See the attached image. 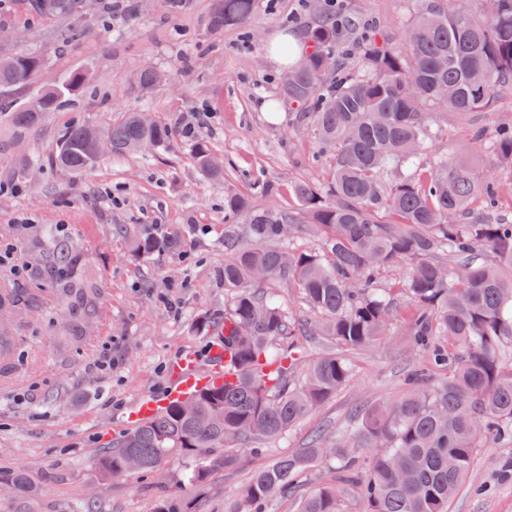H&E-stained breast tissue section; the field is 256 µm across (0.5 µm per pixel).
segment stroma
Instances as JSON below:
<instances>
[{
    "mask_svg": "<svg viewBox=\"0 0 512 512\" xmlns=\"http://www.w3.org/2000/svg\"><path fill=\"white\" fill-rule=\"evenodd\" d=\"M136 10L88 14L81 34L60 43L53 20L0 9L22 34L17 47L43 55L46 81L85 73L69 104L46 113L28 130L0 121V243L13 244L21 269L0 265V288L25 296L7 313L13 367L0 371V479L25 471L39 494L38 512H156L159 501L179 496L189 512H224L252 473L268 459L306 447L320 427L347 425L360 406L400 395L412 338L403 316L385 335L350 355L349 384L292 431L270 442L266 455L240 450L237 468L214 475L199 490L184 486L190 458L170 455L153 473L103 477L97 458L122 433L126 410L144 393L161 389L172 361L204 355L210 337L196 329L202 315L223 317L231 295L224 286V193L251 195L265 208L299 211L295 184L326 186L334 154L318 144L300 108L279 103L281 71L266 50L280 33L304 39L320 18L300 0H256L248 25L216 31L213 0H135ZM416 0H348L349 41L365 21L386 32L410 23ZM167 75L145 92L136 85L143 67ZM209 108L204 125L195 115ZM147 111L179 133L144 157L103 156L82 177L55 168L59 135L84 123L104 130L125 113ZM512 123V89L491 106L463 114L434 110L431 142L419 159L432 168L464 147L460 159L476 177L493 165L471 149L475 134L491 138ZM194 126L193 136L181 133ZM205 141L224 162V177L197 170L193 150ZM125 233H115V225ZM66 226L57 238L58 226ZM183 232V247L137 256L132 238ZM63 244L75 255L76 275L92 285L91 303L65 315L66 301L52 283L45 254ZM110 352L111 367L101 365ZM512 447L489 443L448 512H512V480L499 469Z\"/></svg>",
    "mask_w": 512,
    "mask_h": 512,
    "instance_id": "obj_1",
    "label": "stroma"
}]
</instances>
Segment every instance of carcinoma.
I'll list each match as a JSON object with an SVG mask.
<instances>
[{
    "label": "carcinoma",
    "mask_w": 512,
    "mask_h": 512,
    "mask_svg": "<svg viewBox=\"0 0 512 512\" xmlns=\"http://www.w3.org/2000/svg\"><path fill=\"white\" fill-rule=\"evenodd\" d=\"M27 12L74 31L84 16L76 0H18ZM256 0H213L214 30L247 23ZM343 27L328 19L307 30L310 51L304 66L288 67L280 94L290 106L307 109L320 144L336 147L332 181L317 188L299 183L301 202L293 214L256 204L227 191L224 212L247 226L245 244L233 230L224 235V287L233 289L224 318H201L206 332L222 338L229 371L224 385L211 386L174 402L122 435L97 460L106 476H122L129 461L153 472L170 454L203 457L185 480L207 482L237 463L234 450L275 440L328 401L352 377L345 352L371 344L395 317L391 291L377 285L387 266L409 260L412 267L397 292L412 307L411 351L426 359L413 365L406 389L391 402L363 408L349 424L322 430L302 451L280 456L257 470L230 512H264L277 492L305 485L321 460L336 462L338 484L302 497L299 512H344V486L352 485L363 512H448V504L471 476L479 448L512 440V216L499 205L497 178L478 180L466 166L444 161L428 172L414 170L423 152L429 107L472 112L489 107L494 94L512 89V0H483L474 14L468 0L426 5L404 30V44L374 30L343 45ZM45 68L33 53L0 52V90L30 88ZM165 76L143 68L144 91ZM84 75L70 74L51 90L23 102L0 101V117L15 128L34 126L45 113L69 101ZM90 127L73 124L59 137L52 164L73 175L92 169L99 156ZM170 126L149 112H130L102 132L112 154L137 156L142 143L172 137ZM498 162L512 163V124H503L488 146ZM194 158L201 174L223 175L209 146L198 142ZM403 170L382 189L388 165ZM483 197L485 219L456 224ZM316 234L317 251L299 250L293 240ZM177 245L174 239L142 236L144 256ZM57 288L72 306L89 301L91 288L69 276V252L50 255ZM279 281L297 290L318 315L299 327L259 288ZM328 336L337 351L313 360L295 336ZM11 512H33L28 475L17 471L6 483Z\"/></svg>",
    "instance_id": "1"
}]
</instances>
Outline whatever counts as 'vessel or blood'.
<instances>
[{
  "instance_id": "b4317fda",
  "label": "vessel or blood",
  "mask_w": 512,
  "mask_h": 512,
  "mask_svg": "<svg viewBox=\"0 0 512 512\" xmlns=\"http://www.w3.org/2000/svg\"><path fill=\"white\" fill-rule=\"evenodd\" d=\"M224 365V348L216 340L210 342L206 359L193 354L177 357L171 365L164 392L143 394L125 414L124 427H136L154 418L169 404L185 399L205 386L222 382Z\"/></svg>"
}]
</instances>
